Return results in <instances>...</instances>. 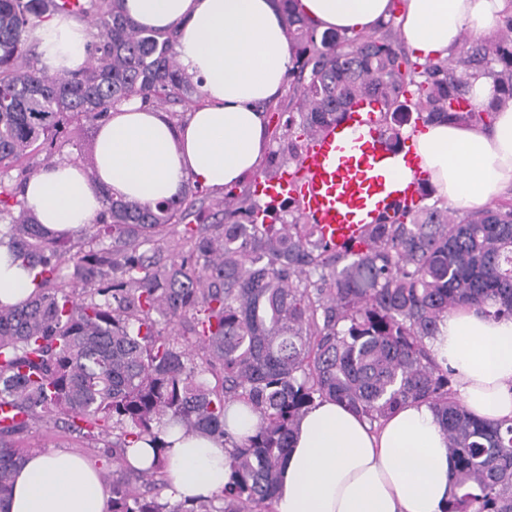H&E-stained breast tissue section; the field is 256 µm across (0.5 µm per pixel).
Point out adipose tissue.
Masks as SVG:
<instances>
[{
    "label": "adipose tissue",
    "mask_w": 512,
    "mask_h": 512,
    "mask_svg": "<svg viewBox=\"0 0 512 512\" xmlns=\"http://www.w3.org/2000/svg\"><path fill=\"white\" fill-rule=\"evenodd\" d=\"M318 32L367 34L386 22L393 0H297ZM140 27L176 29L181 71L198 84L200 105L179 124L126 100L101 121L93 146L96 180L81 163L61 161L26 183L25 209L52 231L75 230L105 207V197L141 205L171 200L189 185L233 186L259 168L270 147L261 102L277 100L294 54L279 0H125ZM512 12V0H404L406 43L443 59L462 32L486 38ZM39 64L76 72L89 60L86 27L55 14L33 33ZM438 196L479 209L512 188V106L489 127L433 123L405 129ZM34 270L0 244V303L33 296ZM436 362L453 372V392L475 416L512 422V318L460 307L429 341ZM163 450L140 441L132 465L165 463L166 495L206 500L230 479L229 444L163 426ZM442 426L425 403H409L371 426L342 404L316 401L301 417L283 464L275 512H443L455 492ZM110 492L81 455L34 450L18 469L0 512H107Z\"/></svg>",
    "instance_id": "1"
}]
</instances>
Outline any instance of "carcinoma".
Instances as JSON below:
<instances>
[{
  "instance_id": "obj_1",
  "label": "carcinoma",
  "mask_w": 512,
  "mask_h": 512,
  "mask_svg": "<svg viewBox=\"0 0 512 512\" xmlns=\"http://www.w3.org/2000/svg\"><path fill=\"white\" fill-rule=\"evenodd\" d=\"M288 41V120L279 150L250 176L275 180L299 163L310 134L342 122L360 98L377 104L390 148L411 123L489 124L512 105V14L493 41L469 38L461 71L448 60L398 52L389 35L322 34L280 0ZM90 18L88 65L74 73L39 66L34 29L48 15ZM176 29L137 26L123 0H0V168L52 151L68 121L95 129L132 97L152 106L198 94L180 73ZM492 79L476 105L472 78ZM25 180L0 178V221L16 258L38 269V291L22 305L0 303V502L24 450L16 438L38 420L86 440L115 433L108 458L134 477L112 481L108 512H251L275 499L294 428L317 399L333 398L370 422L417 402L435 412L455 460L462 494L446 512H512V423L477 418L450 393L452 373L427 341L448 311L489 306L512 317V202L457 218L445 205L398 206L369 225L365 246L336 252L293 199L261 204L229 190L194 225L196 194L155 206L106 200L77 233L49 234L20 198ZM181 253L167 263L160 244ZM89 250L70 253L72 238ZM258 412L257 431L231 443V481L212 498L170 506L159 500L161 464L136 469L126 448L161 426L228 437L224 406Z\"/></svg>"
}]
</instances>
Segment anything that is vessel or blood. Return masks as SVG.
I'll list each match as a JSON object with an SVG mask.
<instances>
[{"instance_id":"vessel-or-blood-1","label":"vessel or blood","mask_w":512,"mask_h":512,"mask_svg":"<svg viewBox=\"0 0 512 512\" xmlns=\"http://www.w3.org/2000/svg\"><path fill=\"white\" fill-rule=\"evenodd\" d=\"M359 129L356 138L348 132ZM392 152L364 100H357L346 120L331 123L310 136L297 171H283L265 189L268 197H295L330 248L363 247L366 231L378 219L392 217L396 203L419 204V176L401 188L381 174Z\"/></svg>"}]
</instances>
